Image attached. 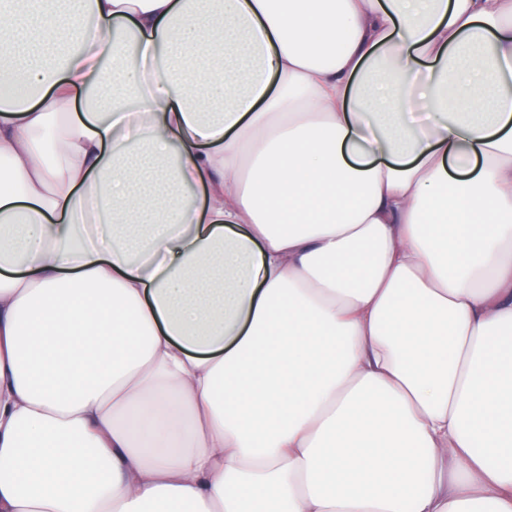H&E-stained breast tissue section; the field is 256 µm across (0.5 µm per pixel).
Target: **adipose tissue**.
Returning <instances> with one entry per match:
<instances>
[{
    "mask_svg": "<svg viewBox=\"0 0 512 512\" xmlns=\"http://www.w3.org/2000/svg\"><path fill=\"white\" fill-rule=\"evenodd\" d=\"M0 0V512H512V0Z\"/></svg>",
    "mask_w": 512,
    "mask_h": 512,
    "instance_id": "adipose-tissue-1",
    "label": "adipose tissue"
}]
</instances>
